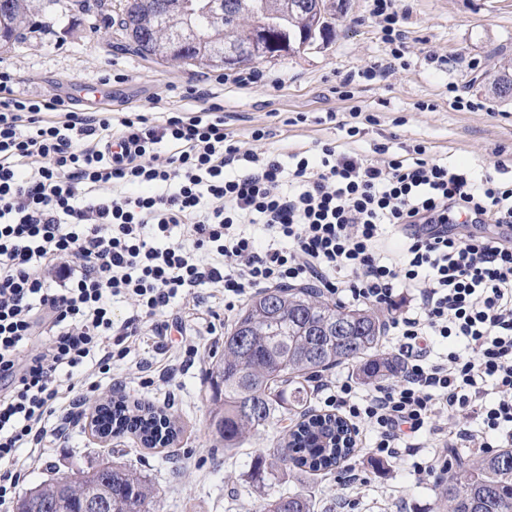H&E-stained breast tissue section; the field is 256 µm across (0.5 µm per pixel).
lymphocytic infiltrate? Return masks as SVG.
Masks as SVG:
<instances>
[{
  "label": "lymphocytic infiltrate",
  "instance_id": "1",
  "mask_svg": "<svg viewBox=\"0 0 512 512\" xmlns=\"http://www.w3.org/2000/svg\"><path fill=\"white\" fill-rule=\"evenodd\" d=\"M391 47L407 51L396 0H368ZM0 71V512L20 483L23 448L63 437L88 367L113 346L167 335L178 297L225 300L257 288L313 286L340 302L395 312L386 327L402 371L359 390H314L379 460L431 475L443 448L512 447V182L461 170L413 145L373 155L321 143L287 157L242 149L209 90L198 110L153 120L29 97ZM491 224L492 234H473ZM131 311L112 318V301ZM43 337L30 350L32 337ZM446 355L434 356L435 341Z\"/></svg>",
  "mask_w": 512,
  "mask_h": 512
}]
</instances>
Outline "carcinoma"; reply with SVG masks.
Masks as SVG:
<instances>
[{"instance_id": "1", "label": "carcinoma", "mask_w": 512, "mask_h": 512, "mask_svg": "<svg viewBox=\"0 0 512 512\" xmlns=\"http://www.w3.org/2000/svg\"><path fill=\"white\" fill-rule=\"evenodd\" d=\"M32 0H0V48L42 30ZM327 0H124L119 27L139 56L161 62L198 66L223 62L224 48L245 43L261 28L274 32L275 57L288 46L295 54L315 46L331 28ZM181 40L191 52L171 53ZM490 90L501 98L512 91V75L493 74ZM385 323L368 308L329 302L313 288H267L252 300L224 336V353L210 371L211 399L221 404L213 416L224 447L234 448L245 433H259L288 416L305 421L287 430L277 443L280 463L289 469L330 472L354 448L345 423L310 413V383L320 373L342 364L355 367L357 379L370 386L401 373L396 358L383 348ZM287 405L288 416H275ZM98 428L112 433L131 430L147 445L174 437L166 418L144 407L132 417L122 400L98 408ZM95 487L106 496V512H154L157 491L134 469L99 467L74 477L66 488L68 508L84 512V496ZM436 512H512V448L456 455L439 477ZM60 489L52 481L23 498L53 499ZM261 512H314L300 494H281L263 503Z\"/></svg>"}]
</instances>
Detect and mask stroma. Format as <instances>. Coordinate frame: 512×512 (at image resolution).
Returning a JSON list of instances; mask_svg holds the SVG:
<instances>
[{
  "instance_id": "35a3bbf8",
  "label": "stroma",
  "mask_w": 512,
  "mask_h": 512,
  "mask_svg": "<svg viewBox=\"0 0 512 512\" xmlns=\"http://www.w3.org/2000/svg\"><path fill=\"white\" fill-rule=\"evenodd\" d=\"M68 3L58 0L41 13V33L0 49V71L20 74L26 95H63L73 82L101 85L105 109H138L159 120L166 112L194 108L183 91L207 79L228 128L245 148L252 145L251 130L259 127L270 133L268 147L284 152L328 139L346 142L338 123L356 104L376 119L366 136L351 143L361 153H371L391 132L396 138L389 143L390 153L423 141L432 157L469 169L492 168L499 153H512V101L495 99L485 75L488 65L512 60V0H399L407 65L382 82L363 76L387 52L367 0H347L332 31L310 50L223 70L142 58L99 11L73 10ZM251 71L257 79L239 85L238 75ZM345 82L354 100L337 94ZM456 94L482 102L483 110H456ZM331 111L336 114L332 123L325 119ZM200 294L201 305L190 297L174 302L187 337L175 333L166 343L140 337L126 357H113L108 378L88 395L93 406L118 391L127 400L161 408L175 424L174 441L148 448L125 433L104 442L92 433L89 415H82L46 454L28 459L20 493L62 474L76 476L112 464L134 467L151 481L159 491L157 512H257L263 502L284 493L304 494L314 512H342L347 500L355 502V512H433L435 478L416 479L407 458L377 462L362 444L349 459L365 478L361 484L337 472L301 476L282 471L273 459L272 443L280 435L276 424L224 448L210 425L214 404L207 374L221 357L223 334L238 313L226 310L223 297L209 289ZM189 345L197 348L193 363L183 365L171 381L142 385L136 362L161 364L182 356ZM258 462L266 477L254 481L248 473Z\"/></svg>"
}]
</instances>
